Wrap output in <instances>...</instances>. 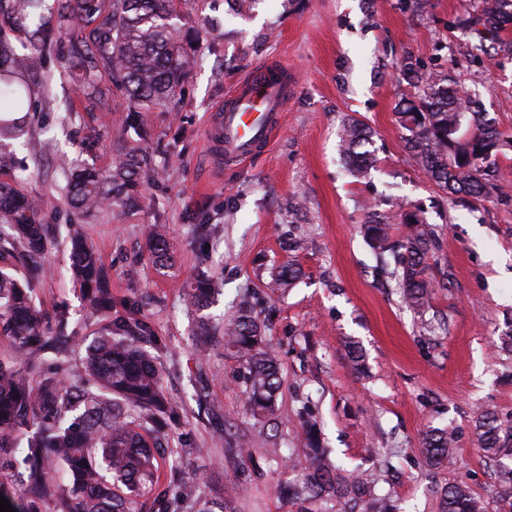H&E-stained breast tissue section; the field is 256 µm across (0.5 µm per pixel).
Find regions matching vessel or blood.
<instances>
[{"instance_id": "obj_1", "label": "vessel or blood", "mask_w": 512, "mask_h": 512, "mask_svg": "<svg viewBox=\"0 0 512 512\" xmlns=\"http://www.w3.org/2000/svg\"><path fill=\"white\" fill-rule=\"evenodd\" d=\"M294 93L284 71L261 67L239 83L215 108L206 129L214 164L239 165L274 138Z\"/></svg>"}]
</instances>
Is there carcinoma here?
I'll return each instance as SVG.
<instances>
[{"label":"carcinoma","mask_w":512,"mask_h":512,"mask_svg":"<svg viewBox=\"0 0 512 512\" xmlns=\"http://www.w3.org/2000/svg\"><path fill=\"white\" fill-rule=\"evenodd\" d=\"M179 5L180 0H0V172L8 174L0 179V248L18 250L25 267L21 278L0 269V326L16 345L15 358L0 361V460L14 459L16 434L33 429L19 461L23 512H42L49 499L53 512H133L136 498L145 496L153 497L151 512H171L169 500L157 492V433L174 411L162 391L157 357L149 350L157 340L145 323L109 324L83 347L76 368L65 377L50 368L34 389L24 374L26 359L54 352L43 328L47 314L33 291L55 224L14 172L39 174V168L18 157L16 145L54 79L46 58L57 55L90 108L111 110L118 90L125 112L110 136L112 167L101 171L85 159L75 161L66 175L65 205L86 214L139 206L140 183L158 176L141 149L152 136L148 113L175 95L194 66L191 31L178 22ZM453 24L493 42L512 25V0H482L478 14L475 4H466ZM11 33L26 40L27 52L12 50ZM403 73L418 92L395 116L416 165L453 203L461 197L486 199L491 166L512 151V134L500 130L456 80L445 75L427 79L408 58ZM370 138L358 119L342 127L341 153L354 177L372 167L366 149ZM398 217L403 226L398 238L391 224H364L362 232L380 258H392L402 301L421 315L434 292L427 276L432 231L414 213L402 211ZM147 247L157 264H172L166 225L151 226ZM69 257L72 276L86 294L87 315L110 313L108 273L76 228L69 236ZM217 292L216 281L203 270L184 285L187 305L203 327L209 319L202 311ZM263 331L264 323L245 299L224 323V350L242 362L239 380L256 419L274 413L283 383ZM474 429L485 457L499 466L500 482L512 490V420L480 409ZM320 433L316 422H303V448L289 465L296 480L285 493L325 504L331 512H355L371 496L377 477L354 475L333 464ZM456 443L457 431L450 425L426 430L421 447L427 465L448 464ZM436 495L439 512H482L465 484L445 485Z\"/></svg>","instance_id":"cac0c4a2"}]
</instances>
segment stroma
Wrapping results in <instances>:
<instances>
[{
	"label": "stroma",
	"instance_id": "stroma-1",
	"mask_svg": "<svg viewBox=\"0 0 512 512\" xmlns=\"http://www.w3.org/2000/svg\"><path fill=\"white\" fill-rule=\"evenodd\" d=\"M461 0H256L246 15L226 0H192L191 20L213 28L195 44L182 89L150 113L143 148L160 171L143 188L140 209H106L73 218L60 187L87 133L101 140L94 161L111 167L109 136L120 110L87 113L74 82L55 85L31 143L42 174L25 189L56 212V240L34 287L48 314L67 308L76 330L63 354L75 360L101 323L84 318L85 300L68 271V223L77 220L109 272L112 320L137 318L157 336L162 388L176 414L163 439L159 486L174 512H319L282 492L287 467L267 449L301 447L300 421L314 415L332 462L378 476L377 496L404 512H437L435 488L468 484L485 512H506L493 467L477 447L473 413L488 407L512 419V354L499 338L512 331V151L499 156L496 189L454 206L412 161L394 113L413 89L402 65L464 82L484 111L512 133V52L476 49L450 28ZM286 65L296 89L269 147L246 164L216 170L205 145L209 112L258 64ZM373 131L374 167L351 176L339 154L348 118ZM433 228L428 259L435 284L430 309L414 315L361 225L397 207ZM168 227L174 263L162 269L147 250L152 224ZM299 268L288 287L276 276ZM209 271L221 293L211 308L206 350L185 282ZM249 295L266 323V348L283 385L272 421L253 420L224 351V321ZM356 343L365 370L352 371ZM454 424L455 459L429 468L423 432ZM251 455L238 457L241 439ZM192 453H185V445Z\"/></svg>",
	"mask_w": 512,
	"mask_h": 512
}]
</instances>
